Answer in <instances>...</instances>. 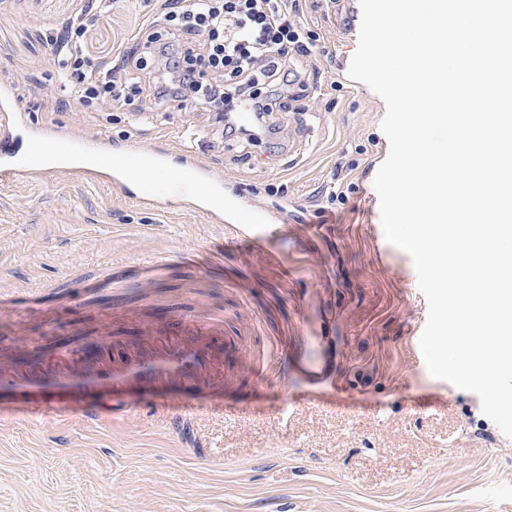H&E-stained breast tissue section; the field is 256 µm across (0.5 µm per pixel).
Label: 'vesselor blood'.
<instances>
[{"label": "vessel or blood", "instance_id": "1", "mask_svg": "<svg viewBox=\"0 0 512 512\" xmlns=\"http://www.w3.org/2000/svg\"><path fill=\"white\" fill-rule=\"evenodd\" d=\"M101 139L68 134L49 136L34 127L18 104V90L12 81L0 82V183L8 184L23 175L53 178L63 173L80 175L81 170L69 166L71 158L97 152ZM110 182L118 189H125L128 181L136 179L143 169H150L156 184L142 188L136 199L139 204L152 206L171 196L190 200L195 212L210 222H230L231 217L224 205V179L213 168L200 160L192 151L184 153V174L179 183L166 180L167 164L163 155L130 145L111 161ZM173 335H182L192 329L194 342L177 343L161 351L147 353L139 359L124 362L113 368H93L82 373L60 372L56 385L63 390H81L89 399L80 410V416L88 421H98L107 416L125 417L139 415L144 406L138 402H107V393H120L130 387L152 388L175 380L192 381L208 379L217 347L213 336L219 335L216 324L200 321H171ZM313 341H305L295 356V367L309 386L322 385L328 378L329 362L314 352Z\"/></svg>", "mask_w": 512, "mask_h": 512}]
</instances>
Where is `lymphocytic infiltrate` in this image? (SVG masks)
Listing matches in <instances>:
<instances>
[{"instance_id": "f902f5d3", "label": "lymphocytic infiltrate", "mask_w": 512, "mask_h": 512, "mask_svg": "<svg viewBox=\"0 0 512 512\" xmlns=\"http://www.w3.org/2000/svg\"><path fill=\"white\" fill-rule=\"evenodd\" d=\"M79 2L78 12L45 36L75 109L108 112L146 92L158 106H207L228 136L237 133L243 107L253 114V131L262 130L273 110L271 88L303 82L289 56L307 54L317 40L295 21L299 0H155L161 23L139 30L142 57L122 50L117 63L103 64L86 52L84 36L115 0ZM152 60L163 73L145 87L140 74Z\"/></svg>"}]
</instances>
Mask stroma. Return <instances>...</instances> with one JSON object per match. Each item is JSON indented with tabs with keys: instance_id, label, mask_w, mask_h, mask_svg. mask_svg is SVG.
Returning a JSON list of instances; mask_svg holds the SVG:
<instances>
[{
	"instance_id": "35a3bbf8",
	"label": "stroma",
	"mask_w": 512,
	"mask_h": 512,
	"mask_svg": "<svg viewBox=\"0 0 512 512\" xmlns=\"http://www.w3.org/2000/svg\"><path fill=\"white\" fill-rule=\"evenodd\" d=\"M78 0H0V79L17 80L39 126L177 147L195 137L224 175L230 202L282 210L263 247L240 244L174 197L149 210L112 183L25 177L0 185V512H512V439L478 397L430 375L420 349L428 315L414 263L383 232L373 180L388 153L386 107L347 69L359 0H301L319 40L292 67L304 86L267 119L273 142L218 135L204 109L47 111L57 86L46 30ZM153 18L123 0L89 27L96 61H113ZM165 261L157 276L140 263ZM92 283L78 301L57 284ZM61 320L49 331L45 310ZM201 318L224 325L211 384L131 390L127 399L184 409L180 436L162 412L99 423L74 413L23 420L11 407L78 399L45 382L61 351L83 370L163 344L153 327ZM317 329L344 394L304 402L288 347Z\"/></svg>"
}]
</instances>
